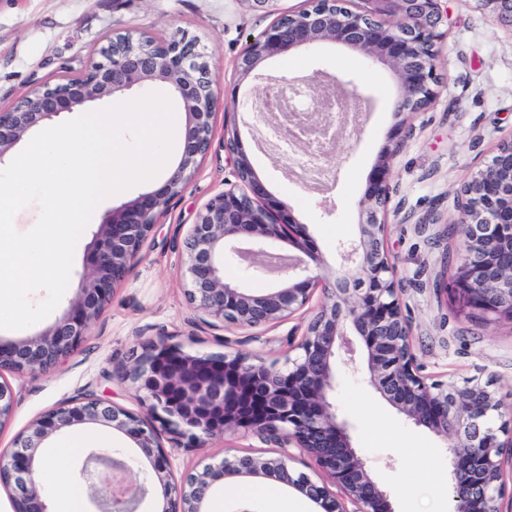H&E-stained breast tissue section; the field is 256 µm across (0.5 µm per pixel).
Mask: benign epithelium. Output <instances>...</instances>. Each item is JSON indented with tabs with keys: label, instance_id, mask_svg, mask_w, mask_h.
I'll list each match as a JSON object with an SVG mask.
<instances>
[{
	"label": "benign epithelium",
	"instance_id": "benign-epithelium-1",
	"mask_svg": "<svg viewBox=\"0 0 512 512\" xmlns=\"http://www.w3.org/2000/svg\"><path fill=\"white\" fill-rule=\"evenodd\" d=\"M308 0V7L280 14L251 39L238 61L242 78L262 79L265 61L324 46L361 54L388 68L398 95V122L387 132L366 193L359 201L358 239L336 247L341 264L333 279L321 275L323 259L311 245L306 225L290 206L273 197L258 179L237 129L225 130L235 156L237 183L210 198L180 249L185 296L213 328H270L306 307L316 289L324 301L297 345L299 354L282 371L258 356L193 355L157 335L142 346L122 379L135 385L134 399L158 417L159 425L91 394L49 410L18 436L9 454L0 452V485L12 490V512H50L38 480L41 449L52 435L75 425L110 427L129 437L138 454L128 460L91 451L80 477L93 489L94 512H138L155 486L162 490L157 512H206L214 485L243 477L272 480L299 491L322 512H395L390 492L375 480L354 447L351 425L336 406V361L357 371L350 336L363 341L367 383L416 427L452 436L450 512H500L502 458L512 449V428L497 424L501 399L489 381L427 383L410 343L397 268L384 245L390 199L389 173L405 137L407 116L435 102L436 61L442 34L439 0ZM492 6L499 23L512 28V0H480ZM73 81L24 96L0 112V160L31 130L63 112L101 100L119 99L134 89L161 84L185 114L177 164L157 189L112 209L91 248L90 272L64 316L38 335L0 342V430L10 421L14 394L3 373H44L82 344L92 324L141 258L164 205L191 179L211 147L213 120L221 104L216 79L203 61L197 38L186 32L167 40L118 35ZM302 82L313 100L296 113L289 133L318 132L336 138V114L358 111L357 98L334 104L327 88L347 83L317 71L303 80L279 81L283 93ZM319 91L312 92L313 85ZM512 140L500 143L486 165L473 170L460 191V233L465 255L456 266L452 289L459 312L474 311L512 320ZM246 236L253 245L249 269L264 275L268 245L286 241L298 255L288 257L287 281L256 292L224 280L227 252ZM251 432L274 444L267 456L243 455L204 465L175 481L161 433L175 448H204L228 432ZM300 449L320 480L290 467L291 449ZM353 509H348L347 505Z\"/></svg>",
	"mask_w": 512,
	"mask_h": 512
}]
</instances>
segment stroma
Returning a JSON list of instances; mask_svg holds the SVG:
<instances>
[{"mask_svg":"<svg viewBox=\"0 0 512 512\" xmlns=\"http://www.w3.org/2000/svg\"><path fill=\"white\" fill-rule=\"evenodd\" d=\"M305 0H272L265 9L240 0H0V112L30 91L79 75L99 61L113 35L129 33L164 39L179 30L196 36L217 81L223 110L214 119L212 146L194 177L173 198L146 240L140 261L119 284L111 304L93 323L78 350L54 370L10 373L15 395L11 423L0 431V450L38 417L61 402L92 394L138 411L134 389L122 378L130 352L160 333L184 351L210 355L225 351L258 355L286 368L296 357L308 322L323 298L313 297L300 313L268 329H224L202 322L184 296L183 260L178 249L200 208L235 182L233 156L224 147L227 112L235 100L258 99L255 82L241 80L237 61L250 37L279 14L305 8ZM444 37L437 72L438 97L409 120L410 131L395 158L389 179L385 247L398 268L411 344L429 380L491 381L512 410V321L459 315L447 291L453 267L465 254L461 234H449L460 203L459 190L470 172L487 163L497 143L512 138V28L501 25L477 0H440ZM323 69L353 81L364 113L348 125L336 146V180L313 193L289 175V159L263 150L256 133L240 126L241 141L267 190L289 204L306 224L325 272L336 270V244L355 237L358 202L363 197L387 131L395 124L396 88L381 68L368 69L361 57L341 49L320 57L294 53L271 60V78L306 76ZM136 185L102 201L74 252L68 288L55 310L21 330L0 329V341H19L53 325L68 310L88 270L87 255L113 207L143 193ZM334 207L325 213L324 204ZM336 403L352 426L353 443L368 458L372 474L391 494L395 512H439L448 496L453 438L416 427L362 379L340 373ZM170 449L174 476L233 455H264L266 443L239 431L210 441L205 448ZM247 480L216 490L209 512H272V496L287 500L292 512H320L295 489L274 484L272 493L247 492Z\"/></svg>","mask_w":512,"mask_h":512,"instance_id":"35a3bbf8","label":"stroma"}]
</instances>
